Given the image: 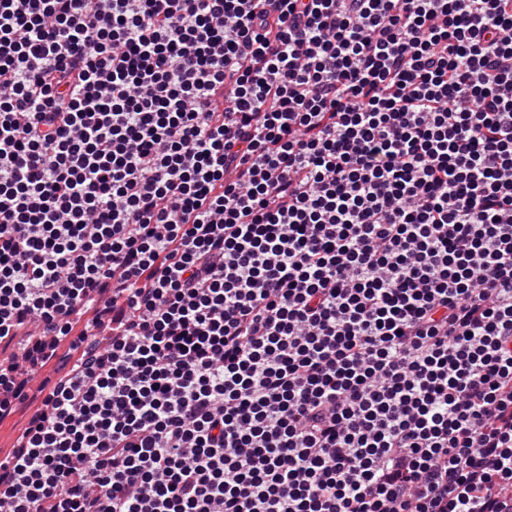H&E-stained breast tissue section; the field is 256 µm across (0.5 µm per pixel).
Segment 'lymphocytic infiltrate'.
<instances>
[{"instance_id": "1", "label": "lymphocytic infiltrate", "mask_w": 512, "mask_h": 512, "mask_svg": "<svg viewBox=\"0 0 512 512\" xmlns=\"http://www.w3.org/2000/svg\"><path fill=\"white\" fill-rule=\"evenodd\" d=\"M0 512H512V0H0ZM28 417L29 410L20 408L0 422V454L10 449L18 429L27 422Z\"/></svg>"}]
</instances>
